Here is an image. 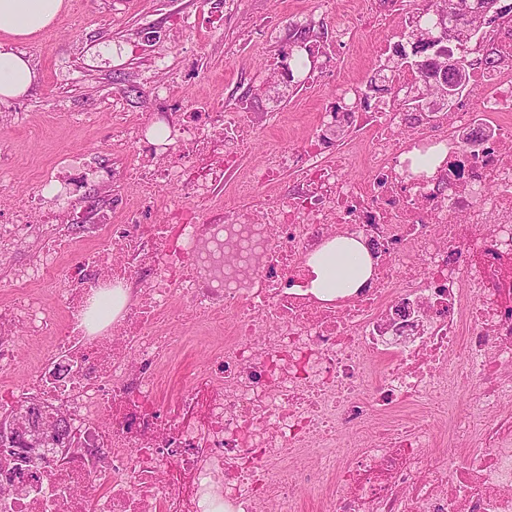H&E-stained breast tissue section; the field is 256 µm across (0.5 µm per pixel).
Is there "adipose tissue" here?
Instances as JSON below:
<instances>
[{
	"mask_svg": "<svg viewBox=\"0 0 512 512\" xmlns=\"http://www.w3.org/2000/svg\"><path fill=\"white\" fill-rule=\"evenodd\" d=\"M69 7V0H0V103L27 93L38 79L30 60L15 50V43L52 27ZM308 268L312 292L332 300L364 284L371 259L361 241L338 237L309 258Z\"/></svg>",
	"mask_w": 512,
	"mask_h": 512,
	"instance_id": "ef3b65f1",
	"label": "adipose tissue"
}]
</instances>
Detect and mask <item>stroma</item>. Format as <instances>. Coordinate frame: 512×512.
<instances>
[{
    "label": "stroma",
    "instance_id": "obj_1",
    "mask_svg": "<svg viewBox=\"0 0 512 512\" xmlns=\"http://www.w3.org/2000/svg\"><path fill=\"white\" fill-rule=\"evenodd\" d=\"M363 15L366 26L341 30ZM397 0H70L56 23L21 44L39 78L27 94L0 104V219L47 173L102 157L125 171L133 151H111L126 127L158 112L218 100L228 112L264 115L224 181L235 196L239 176L268 152L325 130L336 100L362 86L406 27ZM310 30L305 83L284 96L280 66L288 40Z\"/></svg>",
    "mask_w": 512,
    "mask_h": 512
}]
</instances>
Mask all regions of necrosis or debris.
Masks as SVG:
<instances>
[{
    "label": "necrosis or debris",
    "mask_w": 512,
    "mask_h": 512,
    "mask_svg": "<svg viewBox=\"0 0 512 512\" xmlns=\"http://www.w3.org/2000/svg\"><path fill=\"white\" fill-rule=\"evenodd\" d=\"M246 119L182 113L181 160L133 179L143 212L177 180L191 206L162 224L83 208L69 266L71 203L39 192L0 223L6 249L43 211L40 258L0 305V370L17 336L47 342L23 389L0 385V410L25 394L65 407L82 442L34 480L20 458L0 463V512H512V69H483L451 112L338 113L371 127L367 151L321 133L279 149L242 191L294 178L254 217L216 195ZM433 147L442 164L413 172L409 152ZM339 236L365 242L373 273L328 302L307 260ZM51 277L58 317L32 290ZM118 289L117 316L90 321ZM182 321L209 353L179 376L186 346L163 327Z\"/></svg>",
    "instance_id": "1"
}]
</instances>
